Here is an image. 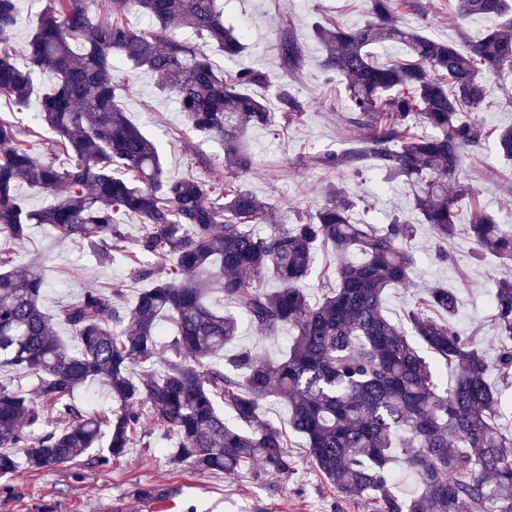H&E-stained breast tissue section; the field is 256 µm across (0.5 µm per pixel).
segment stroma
<instances>
[{"label":"stroma","instance_id":"35a3bbf8","mask_svg":"<svg viewBox=\"0 0 512 512\" xmlns=\"http://www.w3.org/2000/svg\"><path fill=\"white\" fill-rule=\"evenodd\" d=\"M428 16L403 13L410 27L423 28L441 41L458 40L460 34L480 36L493 21L484 17L458 20L454 0H424ZM365 0H224V17L246 29L250 47L235 60H225L218 49L209 56L218 69L251 67L265 71L272 84L286 81L276 51L282 19L292 18L298 34L306 40L309 62L294 89L308 100L310 109L297 124L280 123L279 136L265 130L248 134L256 166L244 177L246 187L260 198L281 204L280 217L292 223L297 212L320 203L329 184H344L351 196L372 199L378 180L368 175L352 178L349 172L306 166L308 153L323 150L343 140L345 91L339 77L322 70L317 60L318 44L312 38L314 22L333 18L352 26L365 19ZM121 105L129 118L146 133L157 137L162 162L171 175L189 173L188 153L197 148L209 157L223 160L224 150L215 139L192 129L176 104L160 94L152 78L131 76ZM463 175L479 193L486 210L499 223L512 224V170L503 163L494 143H487L468 160ZM412 189L396 181L368 212L366 219L382 224L390 211H400L415 221ZM16 263L42 267L49 288L44 299L48 314L70 301L84 287L122 288L134 300L143 282L134 280L123 261L99 263L75 243L63 241L34 225L26 238L10 242ZM412 247L421 270L416 285L443 283L457 291L461 303L460 327L475 335L488 355H496L490 295L494 282L512 273V263L489 256L474 264L475 248L466 223H459L449 245L450 262L435 261L427 226H420ZM167 440L152 422L125 456L107 466L90 463L64 464L51 470L23 468L0 479V512H367L366 504L345 502L306 460L301 440H294L289 455L294 474L257 478L254 468L238 477L201 473L171 459Z\"/></svg>","mask_w":512,"mask_h":512}]
</instances>
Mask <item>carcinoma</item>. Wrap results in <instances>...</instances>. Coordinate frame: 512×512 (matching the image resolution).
Here are the masks:
<instances>
[{"mask_svg": "<svg viewBox=\"0 0 512 512\" xmlns=\"http://www.w3.org/2000/svg\"><path fill=\"white\" fill-rule=\"evenodd\" d=\"M367 5L360 25L312 27L322 67L345 87L348 136L308 163L410 183L416 224L399 214L362 224L338 185L282 224L278 205L240 184L256 165L248 132L275 130L278 114L299 122L309 105L286 82L269 92L263 71H217L209 48L232 61L247 39L224 25L219 0H110L103 19L90 17L84 0H47L22 65L18 0H0V97L19 112L35 105L51 155L35 156L14 117L0 115V238L22 239L43 224L102 264L124 259L134 279L149 282L131 304L121 288L82 289L58 312L70 332L63 339L41 305L43 273L0 248V370L36 381L33 395L0 385V478L85 455L108 465L132 447L147 415L170 438L174 459L203 473L233 478L255 463L261 477L286 476L296 436L326 482L348 501H368V512H512V434L495 420L502 391L492 383L512 385V280L494 283L499 349L491 362L457 327L459 297L444 286L419 289L398 321L386 310L387 290L411 284L418 226L428 225L435 259L448 261L463 203L471 258L512 261V226L485 213L462 177L466 156L490 139L512 161V126L493 131L480 116L487 78L512 77V0H456L458 16L494 20L458 43L396 20L401 9L424 14L420 0ZM133 14L154 25L135 27ZM383 43L404 58L376 63L373 48ZM276 48L292 76L308 62L290 19ZM126 66L154 77L193 128L221 141L224 162L192 149L206 176L168 175L156 141L118 103ZM44 71L56 82L38 97ZM24 183L60 194L31 210L19 198ZM120 214L144 228L134 250ZM320 250L336 268H323L325 293L314 300L305 282ZM151 256L168 264L157 270L145 262ZM269 275L279 287L262 286ZM218 297L263 337L290 330L288 348L276 360L231 349L238 321L218 310ZM146 363L163 373L141 372ZM440 367L454 373L444 389ZM91 383L110 405L77 400ZM273 399L288 407L279 425L264 415ZM398 471L415 477L420 494L393 490Z\"/></svg>", "mask_w": 512, "mask_h": 512, "instance_id": "cac0c4a2", "label": "carcinoma"}]
</instances>
